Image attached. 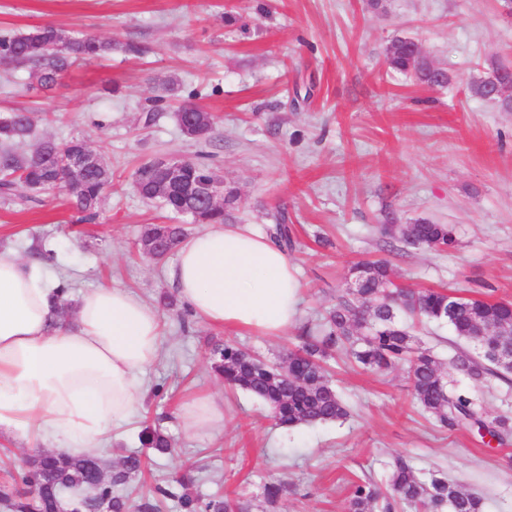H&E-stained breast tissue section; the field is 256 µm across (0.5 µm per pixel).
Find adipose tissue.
I'll return each instance as SVG.
<instances>
[{
  "mask_svg": "<svg viewBox=\"0 0 512 512\" xmlns=\"http://www.w3.org/2000/svg\"><path fill=\"white\" fill-rule=\"evenodd\" d=\"M179 299L203 322L279 336L299 318L302 285L285 251L246 224H213L182 240L169 272ZM47 263L0 247V436L96 452L147 398L142 375L162 352L157 310L109 287L60 310ZM187 433L224 427V400L183 402Z\"/></svg>",
  "mask_w": 512,
  "mask_h": 512,
  "instance_id": "adipose-tissue-1",
  "label": "adipose tissue"
}]
</instances>
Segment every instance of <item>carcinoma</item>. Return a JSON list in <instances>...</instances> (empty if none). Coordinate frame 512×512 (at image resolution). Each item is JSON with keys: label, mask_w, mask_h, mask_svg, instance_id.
I'll return each instance as SVG.
<instances>
[{"label": "carcinoma", "mask_w": 512, "mask_h": 512, "mask_svg": "<svg viewBox=\"0 0 512 512\" xmlns=\"http://www.w3.org/2000/svg\"><path fill=\"white\" fill-rule=\"evenodd\" d=\"M112 52V42L93 35L71 36L54 26L30 33L0 36V62L27 69L31 82L45 91L61 85L65 73L75 66L102 58ZM389 68L410 75L427 87L448 84V73L424 56L418 44L407 37L393 38L385 52ZM194 118L198 140H209L214 131L213 116L190 99L175 112L178 126ZM32 133L26 112H13L0 118V195L26 198L34 188L53 191L62 181L65 163L72 154L87 149L82 139L59 144L41 140L26 156L14 151ZM186 169L196 180L211 182L218 170L200 158L186 160ZM112 185V172L104 165L87 171L73 191L77 208L85 219L93 220L105 190ZM131 186L144 200H159L172 212L191 217L194 224H232L235 208H208L192 197L177 199L157 193L152 171L141 165ZM267 235L286 249L293 247L288 218L280 212ZM383 235L406 244L448 250L457 245L455 228L422 218L395 235ZM184 236L180 224H150L140 246L159 247L156 259L167 257ZM357 288L341 290L336 303L326 312L324 322L301 336L298 350L279 362L262 360L232 344L212 348L213 371L230 388L241 389L271 410L281 427L294 428L339 421L348 410L338 397L326 367L327 360L346 356L362 369L386 372L407 368L412 399L444 429L454 432L463 427L477 433L487 430L503 444L512 437V417L487 416L483 401L457 386L450 373L463 375L474 387H484L493 379L508 380L511 365H502L490 353L489 340L477 335L479 327L492 329L495 341L512 342V304L479 297H450L437 289L407 290L395 282L393 270L385 260L363 261L349 270ZM454 311H449V305ZM424 319L446 325L457 338L474 345V350L459 349L448 368L432 352L421 346L409 331L406 320ZM144 442L160 453L171 450L167 435L146 429ZM144 462L137 454L126 456L107 470L96 457L68 456L43 452L18 473L17 485L0 487V500L9 512H127L123 491L129 481L142 472ZM196 478L185 470L175 485L159 486L156 492L176 502L179 512H272L285 484L264 486L263 500L214 495L203 499L193 490ZM405 504L416 512H483V499L465 491L441 472L422 478L410 460L398 455L390 465L389 488L385 491L370 482H355L346 512H394Z\"/></svg>", "instance_id": "cac0c4a2"}]
</instances>
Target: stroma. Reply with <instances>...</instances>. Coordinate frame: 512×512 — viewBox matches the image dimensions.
<instances>
[{
    "instance_id": "1",
    "label": "stroma",
    "mask_w": 512,
    "mask_h": 512,
    "mask_svg": "<svg viewBox=\"0 0 512 512\" xmlns=\"http://www.w3.org/2000/svg\"><path fill=\"white\" fill-rule=\"evenodd\" d=\"M227 12L234 22L224 21ZM45 25L110 40L112 55L72 68L51 93L14 70L11 82L0 81V115L25 109L35 138L84 139L111 170L112 188L92 224L79 222L62 190L0 198V244L24 258L34 247L51 251L69 303L107 286L157 310L164 344L144 375L146 402L99 453L108 467L142 456L132 504L191 463L203 494L259 499L279 479L289 493L278 512H345L351 481L385 485L392 456L402 454L418 472L444 471L483 496L485 512H512V440L487 444L465 429H441L414 404L405 369L377 374L338 363L347 418L287 429L260 402L225 389L209 358L211 343L230 342L281 360L303 326L317 324L351 266L369 259L388 258L412 288L512 302V112L469 92L493 61L512 66V17L499 0H383L379 10L368 0H0L1 33ZM396 36L415 40L444 68L447 87L388 69L385 48ZM131 41L149 54L125 52ZM169 76L180 84L178 98L143 126ZM188 96L215 120L209 143L185 137L176 123ZM201 150L238 188L239 222L262 233L288 210V257L302 295L298 323L283 335L194 318L168 280L171 259L137 248L145 225L174 217L133 191L132 173ZM388 213L400 227L419 218L453 225L458 245L386 252L379 228ZM207 394L224 398L223 429L186 434L179 405ZM149 426L172 437L173 453L142 444Z\"/></svg>"
}]
</instances>
